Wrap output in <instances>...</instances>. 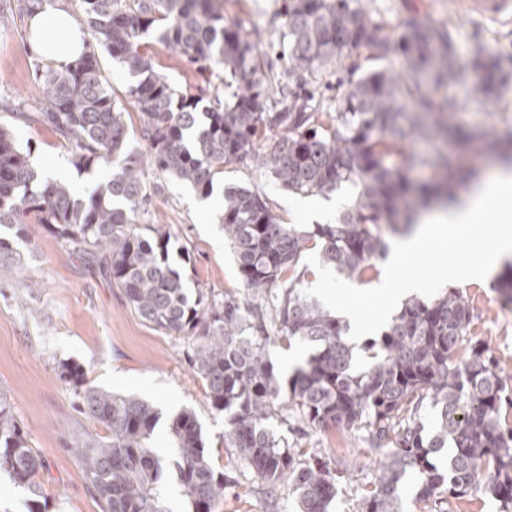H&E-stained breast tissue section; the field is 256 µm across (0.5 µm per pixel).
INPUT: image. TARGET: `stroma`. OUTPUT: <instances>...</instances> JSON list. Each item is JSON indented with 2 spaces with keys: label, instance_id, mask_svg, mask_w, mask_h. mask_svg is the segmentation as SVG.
<instances>
[{
  "label": "stroma",
  "instance_id": "35a3bbf8",
  "mask_svg": "<svg viewBox=\"0 0 512 512\" xmlns=\"http://www.w3.org/2000/svg\"><path fill=\"white\" fill-rule=\"evenodd\" d=\"M388 23L406 11L428 15L455 26L456 52L470 61L476 46L497 53L505 37L512 36L511 21H494L465 10L455 0H361ZM226 19L241 24L247 39L258 46L274 80L288 79L281 58L284 0H221ZM37 56L28 49L25 19L0 28V123L9 125L20 148L31 158L59 163L66 182L84 196L91 178L71 163V147L50 127L18 120L21 112L36 109L34 82ZM476 79L465 84L448 82L435 94L455 100L458 121L482 131L495 141L512 128V91L501 111H487L478 100ZM224 184L248 187L267 198L284 222L310 227L301 209V196L275 184L255 163L232 164L224 169ZM150 202L141 214L143 224H165L171 230L174 252L191 256L193 281L204 292L223 299L225 291L239 288L231 250L219 222L221 191L207 198L165 175L148 172ZM28 243L20 255L26 268L22 277L0 268V397L6 398L32 448L43 458L41 496L15 484L6 464L0 463V512H101L84 477L82 465L70 451L74 435L93 430L80 414L74 391L60 376L66 362L80 363L96 386L150 400L161 418L152 444L167 456L171 423L182 410H193L202 428L206 451L217 470L235 473L236 488L225 491L217 512H296L287 488L266 497L252 475L235 471L233 449L224 445V416L209 405L201 381L189 365L188 342L143 322L129 307L121 290L77 259L68 246L48 235L41 225L25 227ZM496 217L474 227L468 237L437 241L419 259L420 268L442 266L475 246L490 247L495 239ZM469 301L474 320L468 342L458 356L467 359L472 342H481L499 364L512 390V304L503 305L493 282L475 284L458 278L453 284ZM275 431L312 449L326 461L342 463L345 472L329 512H358L360 500L374 482L379 459L365 433L337 427L299 429L288 416L273 418ZM419 478H403L400 512H501L499 502L477 491L462 498L422 500Z\"/></svg>",
  "mask_w": 512,
  "mask_h": 512
}]
</instances>
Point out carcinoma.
<instances>
[{
    "label": "carcinoma",
    "mask_w": 512,
    "mask_h": 512,
    "mask_svg": "<svg viewBox=\"0 0 512 512\" xmlns=\"http://www.w3.org/2000/svg\"><path fill=\"white\" fill-rule=\"evenodd\" d=\"M95 44L131 78L124 97L139 115L152 167L208 197L224 167L260 160L269 177L295 194L328 195L344 186L355 203L334 224L300 230L285 223L259 193L223 188L219 215L242 287L208 300L187 287L186 269L170 259L171 232L139 224L148 200L144 161L131 146L125 108L103 75L99 54L75 62L36 65L40 120L72 146V164L89 172L100 162L112 174L86 197L65 183L33 188L37 172L13 132L0 126V225H42L77 256L123 290L146 323L191 343L190 363L211 407L224 412V445L271 494L288 485L298 512H327L338 486L329 462L279 439L270 419L281 409L315 427L362 429L386 448L380 476L360 512H399V483L421 477L418 497L462 498L482 490L512 512V404L501 372L479 343L466 361L456 353L471 333L473 309L457 290L412 299L376 338L354 352L347 327L304 291L303 255L319 250L323 267L349 278L374 270L386 255L385 234L408 227L416 208L456 194L458 170L447 152L409 151L421 139L477 150L476 133L456 122L454 103L427 85L480 74L481 103L496 112L512 84V57L473 52L463 66L445 23L407 12L396 26L372 16L360 0H287L283 55L288 86L266 94L260 53L241 26L224 18L218 0H81ZM152 38L170 53L199 64L212 101L175 85L143 51ZM370 64L338 98L336 115L319 94L331 67L352 55ZM401 62L406 77L392 66ZM440 169L437 184L409 173ZM512 303V264L496 279ZM309 348L282 380L270 358L272 335ZM80 412L103 433L86 432L73 449L102 512H162L165 460L151 440L159 412L150 402L114 394L88 379L79 364L63 366ZM435 410L433 434L421 410ZM184 494L195 512H215L229 477L210 462L191 410L171 424V448ZM0 460L14 481L35 496L43 460L31 448L11 406L0 401Z\"/></svg>",
    "instance_id": "carcinoma-1"
}]
</instances>
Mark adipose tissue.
Masks as SVG:
<instances>
[{"label": "adipose tissue", "instance_id": "adipose-tissue-1", "mask_svg": "<svg viewBox=\"0 0 512 512\" xmlns=\"http://www.w3.org/2000/svg\"><path fill=\"white\" fill-rule=\"evenodd\" d=\"M28 27L30 49L46 63L63 66L89 50L86 33L65 8L48 6L37 11ZM493 209L499 212L494 246L469 254L460 262L471 282L487 281L502 257L512 255V171H497L459 202L417 217L415 230L396 243L371 293L382 299L389 311L408 297L426 294L435 284L452 282L455 270L441 266L420 273L412 267V259L426 252L435 239L467 236L472 226L481 223Z\"/></svg>", "mask_w": 512, "mask_h": 512}]
</instances>
